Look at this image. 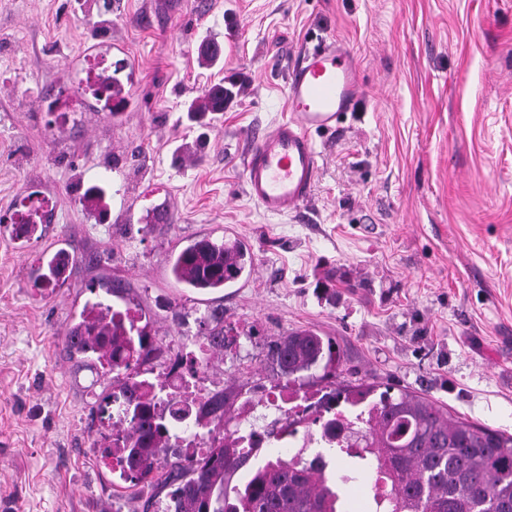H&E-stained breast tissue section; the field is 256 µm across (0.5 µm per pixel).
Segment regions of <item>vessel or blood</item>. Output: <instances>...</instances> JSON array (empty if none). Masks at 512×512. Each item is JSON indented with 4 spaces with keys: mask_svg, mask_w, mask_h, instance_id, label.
Instances as JSON below:
<instances>
[{
    "mask_svg": "<svg viewBox=\"0 0 512 512\" xmlns=\"http://www.w3.org/2000/svg\"><path fill=\"white\" fill-rule=\"evenodd\" d=\"M358 89L350 49L333 39L320 40L289 72L290 116L255 141L244 166L247 193L266 213L285 215L307 203L318 175L311 134L335 127L352 110Z\"/></svg>",
    "mask_w": 512,
    "mask_h": 512,
    "instance_id": "b4317fda",
    "label": "vessel or blood"
}]
</instances>
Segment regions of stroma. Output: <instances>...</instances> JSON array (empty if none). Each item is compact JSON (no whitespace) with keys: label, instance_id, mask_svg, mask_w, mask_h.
Returning a JSON list of instances; mask_svg holds the SVG:
<instances>
[{"label":"stroma","instance_id":"stroma-1","mask_svg":"<svg viewBox=\"0 0 512 512\" xmlns=\"http://www.w3.org/2000/svg\"><path fill=\"white\" fill-rule=\"evenodd\" d=\"M320 38L352 50L357 105L312 136L308 204L269 215L244 163L288 118V70ZM206 39L217 66L200 62ZM95 46L128 67L125 104L70 112L65 83ZM221 81L237 97L188 121ZM39 191L55 219L17 241L14 200ZM205 235L244 244L251 266L203 302L169 266ZM62 249L67 282L35 288ZM94 297L138 308L169 358L197 351L199 317L222 315L212 390L274 387L270 342L309 329L354 379L512 432V0H0V512L162 498L93 448L112 432L92 411L109 378L62 337Z\"/></svg>","mask_w":512,"mask_h":512}]
</instances>
